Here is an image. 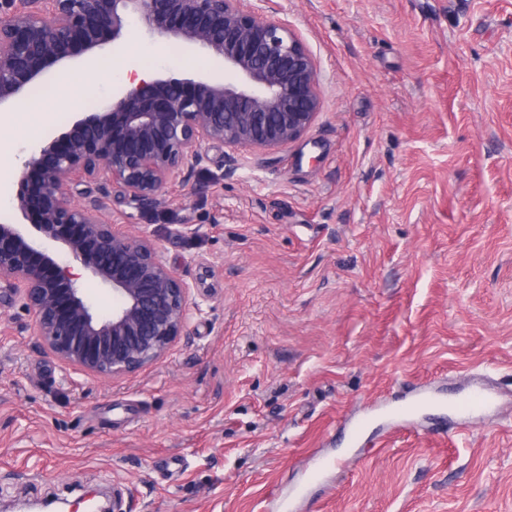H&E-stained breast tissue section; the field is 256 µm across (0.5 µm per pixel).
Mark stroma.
I'll list each match as a JSON object with an SVG mask.
<instances>
[{"instance_id":"35a3bbf8","label":"stroma","mask_w":512,"mask_h":512,"mask_svg":"<svg viewBox=\"0 0 512 512\" xmlns=\"http://www.w3.org/2000/svg\"><path fill=\"white\" fill-rule=\"evenodd\" d=\"M242 6L302 39L323 107L231 168L203 145L156 207L108 202L192 288L187 333L155 364L70 369L0 283V501L101 487L122 512H512V0ZM170 46L135 21L120 49L58 66L82 104L57 102L44 135L97 111L118 64L223 78ZM37 100L0 113V168L21 165L32 139L12 120ZM485 374L487 412L379 411L423 385L456 401Z\"/></svg>"}]
</instances>
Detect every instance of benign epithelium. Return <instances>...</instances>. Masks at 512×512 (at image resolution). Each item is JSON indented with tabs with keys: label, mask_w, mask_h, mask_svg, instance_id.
<instances>
[{
	"label": "benign epithelium",
	"mask_w": 512,
	"mask_h": 512,
	"mask_svg": "<svg viewBox=\"0 0 512 512\" xmlns=\"http://www.w3.org/2000/svg\"><path fill=\"white\" fill-rule=\"evenodd\" d=\"M132 17L224 60V79L131 77L24 160L16 209L38 220L0 224V281L19 292L40 346L104 377L165 357L186 329L191 287L152 239L106 220L100 174L125 202L148 208L205 162L201 144L273 151L303 138L322 107L317 64L300 38L240 0H0V111L52 67L109 40L118 48ZM73 262L112 290V314L96 312Z\"/></svg>",
	"instance_id": "7a95c632"
}]
</instances>
